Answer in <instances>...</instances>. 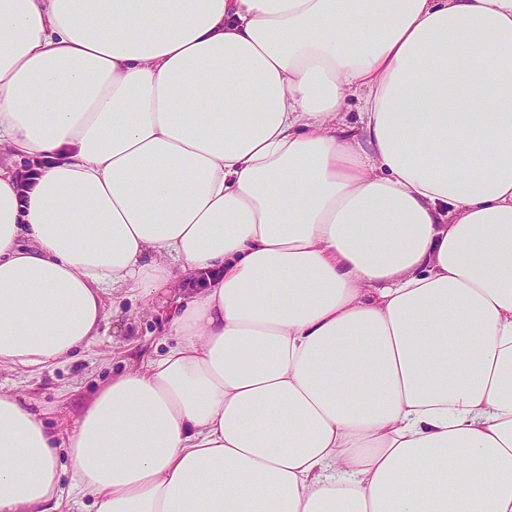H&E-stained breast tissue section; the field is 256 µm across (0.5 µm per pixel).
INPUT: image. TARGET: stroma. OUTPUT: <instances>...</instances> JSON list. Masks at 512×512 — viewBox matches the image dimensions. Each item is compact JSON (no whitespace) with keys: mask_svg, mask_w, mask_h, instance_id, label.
Returning a JSON list of instances; mask_svg holds the SVG:
<instances>
[{"mask_svg":"<svg viewBox=\"0 0 512 512\" xmlns=\"http://www.w3.org/2000/svg\"><path fill=\"white\" fill-rule=\"evenodd\" d=\"M193 295V286L181 280L146 302L113 293L106 298L105 331L99 343L75 350L66 361L38 372L1 371L0 384L40 411L49 429L73 427L102 385L142 357L163 353L174 344L170 318Z\"/></svg>","mask_w":512,"mask_h":512,"instance_id":"obj_1","label":"stroma"}]
</instances>
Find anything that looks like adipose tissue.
Instances as JSON below:
<instances>
[{
    "label": "adipose tissue",
    "mask_w": 512,
    "mask_h": 512,
    "mask_svg": "<svg viewBox=\"0 0 512 512\" xmlns=\"http://www.w3.org/2000/svg\"><path fill=\"white\" fill-rule=\"evenodd\" d=\"M1 150L0 369L208 280L0 512H512V0H0Z\"/></svg>",
    "instance_id": "ef3b65f1"
}]
</instances>
